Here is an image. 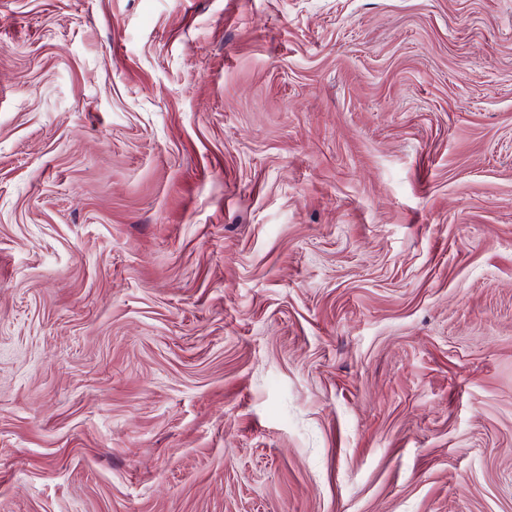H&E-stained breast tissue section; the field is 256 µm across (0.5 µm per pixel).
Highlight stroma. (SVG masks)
<instances>
[{
    "label": "stroma",
    "instance_id": "obj_1",
    "mask_svg": "<svg viewBox=\"0 0 512 512\" xmlns=\"http://www.w3.org/2000/svg\"><path fill=\"white\" fill-rule=\"evenodd\" d=\"M0 512H512V0H0Z\"/></svg>",
    "mask_w": 512,
    "mask_h": 512
}]
</instances>
